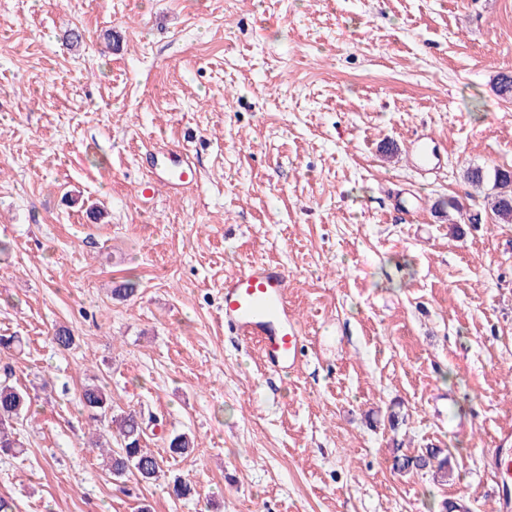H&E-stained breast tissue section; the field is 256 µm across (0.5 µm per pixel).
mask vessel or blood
<instances>
[{"label": "vessel or blood", "mask_w": 512, "mask_h": 512, "mask_svg": "<svg viewBox=\"0 0 512 512\" xmlns=\"http://www.w3.org/2000/svg\"><path fill=\"white\" fill-rule=\"evenodd\" d=\"M154 178L137 187V199H151L159 188L179 193L196 181L187 152L163 146L151 155ZM290 276L284 266L252 262L224 280V324L244 340H258L265 362L276 371H291L302 354L303 328L289 301ZM494 473L497 512H512V448L496 446L487 455Z\"/></svg>", "instance_id": "vessel-or-blood-1"}]
</instances>
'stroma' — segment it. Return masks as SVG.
Instances as JSON below:
<instances>
[{
  "mask_svg": "<svg viewBox=\"0 0 512 512\" xmlns=\"http://www.w3.org/2000/svg\"><path fill=\"white\" fill-rule=\"evenodd\" d=\"M505 71L512 0H0V335L24 341L0 369L32 400L0 495L17 512H440L458 494L495 512L512 224L459 213L487 206L467 168L512 169ZM151 143L186 148L200 180L144 208ZM265 261L306 339L286 374L223 322L225 276ZM93 378L157 418L155 455L194 435L165 468L195 497L101 470ZM445 447V477L392 468Z\"/></svg>",
  "mask_w": 512,
  "mask_h": 512,
  "instance_id": "obj_1",
  "label": "stroma"
}]
</instances>
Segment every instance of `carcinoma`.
I'll return each mask as SVG.
<instances>
[{"label": "carcinoma", "instance_id": "obj_1", "mask_svg": "<svg viewBox=\"0 0 512 512\" xmlns=\"http://www.w3.org/2000/svg\"><path fill=\"white\" fill-rule=\"evenodd\" d=\"M466 178L472 186L482 189L488 181H493L489 211L498 224H512V170L496 168L488 173L481 167H470ZM81 403L89 412L93 426L108 419V428L116 431L118 447H112L110 439L98 435L92 445L99 450L103 469L113 480L119 481L132 474L143 482L151 483L164 475V459L154 455L142 446L145 434L143 421L136 411L120 414L112 412V396L106 387L91 382L81 392ZM30 406V397L23 389L11 384L9 377L0 380V456H15L22 453L24 446L16 433V425L23 419ZM195 448V438L188 433L171 436L167 452L172 458L187 456ZM394 469L400 473H412L433 469L442 474L448 473V457L440 448H427L415 455L394 456ZM171 494L177 499H187L196 494L190 480L176 476L170 483Z\"/></svg>", "mask_w": 512, "mask_h": 512}]
</instances>
